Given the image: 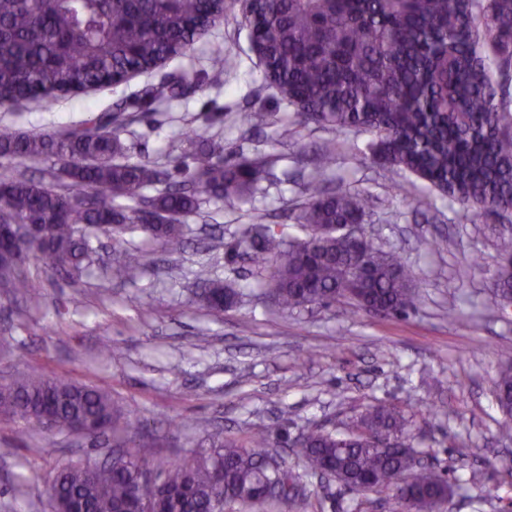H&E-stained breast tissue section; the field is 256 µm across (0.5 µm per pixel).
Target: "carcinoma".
<instances>
[{"mask_svg": "<svg viewBox=\"0 0 512 512\" xmlns=\"http://www.w3.org/2000/svg\"><path fill=\"white\" fill-rule=\"evenodd\" d=\"M227 0H0V106L50 105L59 98L148 74L208 40L224 21ZM242 20L258 48L265 79L292 109L294 122L320 124L338 135L372 136L369 151L381 165L405 171L432 195L467 207L472 224L512 223V0H244ZM212 82L224 75V45L211 43ZM186 76L160 89L146 87L141 107L180 95ZM125 106L59 131L24 133L0 125V163L55 158L64 179L0 174V225L35 224L32 258L53 274L78 270L90 259L91 237L121 242L138 230L166 252L185 249L183 220L199 213L202 196L244 200L257 189L267 161L224 160L209 127L187 132L193 171L164 182L150 161L125 158ZM338 143L327 141L316 175L304 185L293 221L300 238L267 224L254 209L240 225L237 247L251 250L282 311L347 304L386 316L414 304L416 280L393 251L363 238L343 237L342 226L362 224L366 193L328 190L323 175ZM495 311L512 297V235L497 238ZM140 249L125 253L121 272L139 276ZM199 300L222 311L238 292L230 282L199 277ZM0 289L40 305L43 289L25 257L0 259ZM494 391L512 438V365L497 373ZM0 417L49 438L77 427L98 443L127 424L103 389L23 375L0 384ZM409 419L399 406L378 403L347 434L319 426L289 443L297 463L312 473L334 470L351 490L373 485L391 493L392 512H436L456 484L420 468L404 452ZM271 432L248 440L224 430L206 433L207 451L190 461L156 468L125 450L95 474L86 465L58 470L49 492L55 512H224V504L294 502L299 475L270 463ZM408 475L410 496L396 479Z\"/></svg>", "mask_w": 512, "mask_h": 512, "instance_id": "obj_1", "label": "carcinoma"}]
</instances>
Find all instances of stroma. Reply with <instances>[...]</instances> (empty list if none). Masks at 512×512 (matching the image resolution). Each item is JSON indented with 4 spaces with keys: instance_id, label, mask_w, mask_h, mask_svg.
I'll return each mask as SVG.
<instances>
[{
    "instance_id": "obj_1",
    "label": "stroma",
    "mask_w": 512,
    "mask_h": 512,
    "mask_svg": "<svg viewBox=\"0 0 512 512\" xmlns=\"http://www.w3.org/2000/svg\"><path fill=\"white\" fill-rule=\"evenodd\" d=\"M212 39L223 42L224 82L209 80V46L201 42L155 71L44 107L0 108V124L28 132L68 127L133 104L148 85L170 74L191 76L185 97L162 111L139 114L121 139L131 160L146 157L180 181L192 168L189 126H210L228 160L264 156L269 167L245 201L204 200L187 220L190 245L169 256L145 235L115 244L93 243L92 263L78 272L30 269L43 286L33 308L0 293V379L46 375L101 387L140 433L149 465L183 462L200 450L205 433L223 427L246 438L260 426L273 432V451L287 457L283 435L309 424L349 430L371 405L395 403L412 414L410 432L423 462L460 482L451 512H503L512 500V441H501L504 417L494 394L500 366L512 362V307L485 308L496 272V238L489 225L464 222V208L433 198L407 173L376 164L368 134L340 137L315 124L288 133L291 112L265 80L238 7L227 11ZM265 107L268 121L240 124V112ZM339 139L331 185L371 195L363 228L387 250L398 251L417 275L415 304L406 315L355 313L346 306L279 312L263 297L250 259L236 250L238 230L252 209L272 224L290 221L303 184L315 172L321 144ZM438 239L430 251L425 240ZM149 253L135 280L118 276L126 247ZM236 282V304L208 310L194 297L199 272ZM457 321H449V311ZM104 448L83 438L23 435L0 418V512H54L48 485L69 464L103 461ZM294 503L247 506L225 512H390L384 492L358 493L340 483L302 474Z\"/></svg>"
}]
</instances>
